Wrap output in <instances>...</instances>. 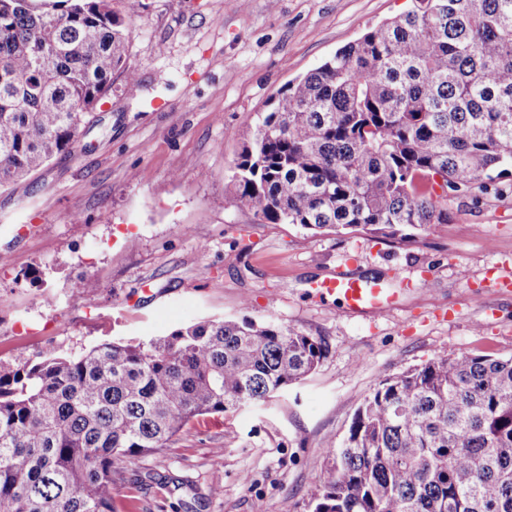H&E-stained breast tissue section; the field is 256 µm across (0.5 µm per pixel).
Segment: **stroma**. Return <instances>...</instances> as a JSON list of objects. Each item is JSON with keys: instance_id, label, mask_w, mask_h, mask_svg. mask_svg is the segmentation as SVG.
I'll list each match as a JSON object with an SVG mask.
<instances>
[{"instance_id": "stroma-1", "label": "stroma", "mask_w": 512, "mask_h": 512, "mask_svg": "<svg viewBox=\"0 0 512 512\" xmlns=\"http://www.w3.org/2000/svg\"><path fill=\"white\" fill-rule=\"evenodd\" d=\"M408 7L136 0L138 90L114 81L72 150L0 187L2 364L205 318L273 320L328 345L301 384L116 462L113 512H309L326 449L382 378L444 353L512 357V176L456 194L447 223L412 242L261 224L228 191L270 96ZM336 271L383 282L391 311L316 299L311 284Z\"/></svg>"}]
</instances>
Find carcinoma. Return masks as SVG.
I'll use <instances>...</instances> for the list:
<instances>
[{
    "label": "carcinoma",
    "instance_id": "cac0c4a2",
    "mask_svg": "<svg viewBox=\"0 0 512 512\" xmlns=\"http://www.w3.org/2000/svg\"><path fill=\"white\" fill-rule=\"evenodd\" d=\"M0 0V187L73 148L126 67L110 0ZM512 167V0L413 8L282 86L234 160V200L263 224L413 240L448 192ZM325 342L274 321L190 323L0 364V512H112V465L194 419L264 403ZM310 512H512V357L436 355L363 396Z\"/></svg>",
    "mask_w": 512,
    "mask_h": 512
}]
</instances>
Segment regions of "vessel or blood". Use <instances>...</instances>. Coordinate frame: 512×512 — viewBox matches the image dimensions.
<instances>
[{
  "label": "vessel or blood",
  "instance_id": "b4317fda",
  "mask_svg": "<svg viewBox=\"0 0 512 512\" xmlns=\"http://www.w3.org/2000/svg\"><path fill=\"white\" fill-rule=\"evenodd\" d=\"M320 298L336 297L340 306L352 312H366L373 316L387 314L395 300L380 282L366 278L336 275L318 281L313 287Z\"/></svg>",
  "mask_w": 512,
  "mask_h": 512
}]
</instances>
